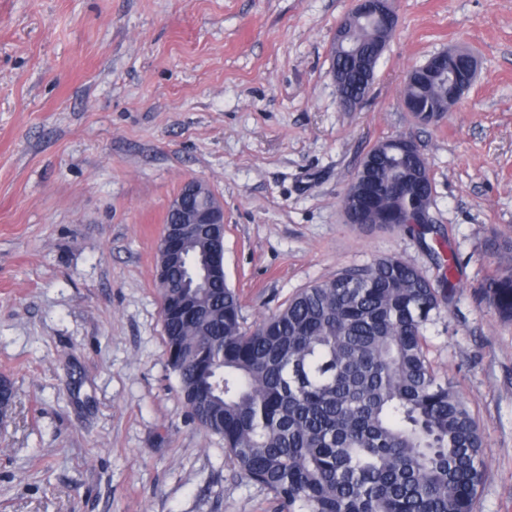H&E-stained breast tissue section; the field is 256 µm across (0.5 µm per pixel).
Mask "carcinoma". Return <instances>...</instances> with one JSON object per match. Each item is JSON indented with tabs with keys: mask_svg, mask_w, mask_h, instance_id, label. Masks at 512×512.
Here are the masks:
<instances>
[{
	"mask_svg": "<svg viewBox=\"0 0 512 512\" xmlns=\"http://www.w3.org/2000/svg\"><path fill=\"white\" fill-rule=\"evenodd\" d=\"M391 36L352 22L350 49L332 50L344 96L364 91L356 55L375 54ZM403 96L424 109L457 103L448 83L428 77L406 81ZM363 178L374 201L365 213L346 195L352 222L413 231L410 196L433 193L423 154L375 147ZM492 249L498 269L483 294L512 320V239ZM199 257L189 246L169 281H185ZM453 290L387 256L301 289L251 328L226 284L160 289L161 320L191 417L224 439L239 474L272 494L275 512H473L484 436L435 370L424 334Z\"/></svg>",
	"mask_w": 512,
	"mask_h": 512,
	"instance_id": "obj_1",
	"label": "carcinoma"
}]
</instances>
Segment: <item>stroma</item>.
Wrapping results in <instances>:
<instances>
[{"label": "stroma", "instance_id": "35a3bbf8", "mask_svg": "<svg viewBox=\"0 0 512 512\" xmlns=\"http://www.w3.org/2000/svg\"><path fill=\"white\" fill-rule=\"evenodd\" d=\"M355 0H0V512H273L193 423L167 359L155 276L170 200L224 202V276L252 327L300 289L394 255L454 297L425 328L486 447L475 512H512V322L481 299L512 237V0H395L399 22L352 111L330 76ZM462 48L475 83L437 125L408 71ZM412 136L445 242L351 224L343 199L380 141Z\"/></svg>", "mask_w": 512, "mask_h": 512}]
</instances>
